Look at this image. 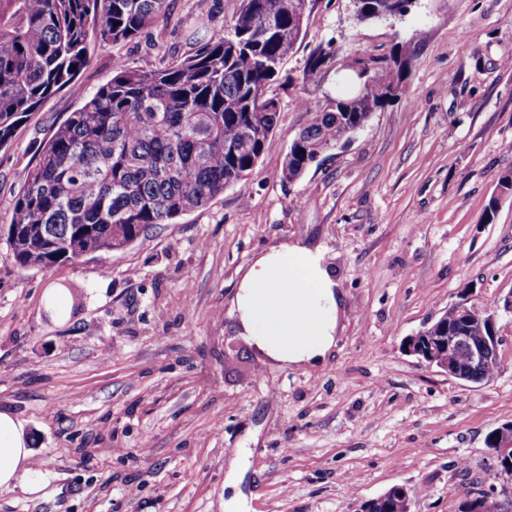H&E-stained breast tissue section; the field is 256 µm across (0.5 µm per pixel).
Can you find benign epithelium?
Masks as SVG:
<instances>
[{
  "label": "benign epithelium",
  "mask_w": 512,
  "mask_h": 512,
  "mask_svg": "<svg viewBox=\"0 0 512 512\" xmlns=\"http://www.w3.org/2000/svg\"><path fill=\"white\" fill-rule=\"evenodd\" d=\"M351 66L362 75V78L371 80L376 71L372 56L364 52L348 51ZM454 318H469L475 316L480 319V325L485 327L486 336L475 341L469 336V331L459 328L451 339L444 336H425L423 340L413 336L408 342L409 351L429 366H435L456 380H464L460 369V354H468L471 364L479 365L499 355L501 345L500 336L496 327V314L489 311H480L474 305L464 300L452 304ZM488 445L496 460L495 478L512 482V421H505L489 433Z\"/></svg>",
  "instance_id": "1"
}]
</instances>
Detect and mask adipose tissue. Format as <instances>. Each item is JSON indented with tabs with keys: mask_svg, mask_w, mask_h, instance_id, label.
Wrapping results in <instances>:
<instances>
[{
	"mask_svg": "<svg viewBox=\"0 0 512 512\" xmlns=\"http://www.w3.org/2000/svg\"><path fill=\"white\" fill-rule=\"evenodd\" d=\"M342 296L324 253L291 243L260 255L241 277L232 310L238 325L272 359L303 367L336 344ZM24 422L0 409V490L42 491Z\"/></svg>",
	"mask_w": 512,
	"mask_h": 512,
	"instance_id": "obj_1",
	"label": "adipose tissue"
}]
</instances>
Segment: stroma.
Masks as SVG:
<instances>
[{
    "label": "stroma",
    "instance_id": "obj_1",
    "mask_svg": "<svg viewBox=\"0 0 512 512\" xmlns=\"http://www.w3.org/2000/svg\"><path fill=\"white\" fill-rule=\"evenodd\" d=\"M139 37L97 45L71 88L0 149V222L24 171L112 60L158 67L193 52L196 18L229 24L240 0H166ZM274 85L277 126L253 173L206 208L123 250L20 267L0 236V407L33 437L40 496L0 512H356L404 486L413 512H458L488 490L486 437L512 420V0H416L404 19L356 23L350 0H312ZM335 42L413 50L400 97L297 183L279 172L306 121L301 74ZM495 215H487L488 204ZM321 248L342 295L333 351L295 368L237 328L231 301L261 254ZM80 297L46 312L59 284ZM497 311L500 370L462 382L411 355L448 304ZM136 488L127 497V488Z\"/></svg>",
    "mask_w": 512,
    "mask_h": 512
}]
</instances>
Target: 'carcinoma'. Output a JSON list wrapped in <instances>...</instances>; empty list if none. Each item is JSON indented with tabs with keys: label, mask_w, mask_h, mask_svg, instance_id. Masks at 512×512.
<instances>
[{
	"label": "carcinoma",
	"mask_w": 512,
	"mask_h": 512,
	"mask_svg": "<svg viewBox=\"0 0 512 512\" xmlns=\"http://www.w3.org/2000/svg\"><path fill=\"white\" fill-rule=\"evenodd\" d=\"M166 0H0V148L48 98L70 87L90 63L91 44L137 36L164 13ZM295 0H241L228 30L195 22V52L155 68L117 58L112 77L60 123L25 170L6 227L17 263L46 268L83 253L122 250L157 224L210 204L250 175L275 130L279 100L273 85L299 48L303 28ZM332 44L306 62L302 84L321 72L347 71ZM380 59L378 76L359 94L347 90L305 104L307 122L288 147L280 179H301L319 158L350 139L404 88L412 52L396 43ZM464 374L490 379L497 359ZM378 512H406L399 493Z\"/></svg>",
	"instance_id": "cac0c4a2"
}]
</instances>
